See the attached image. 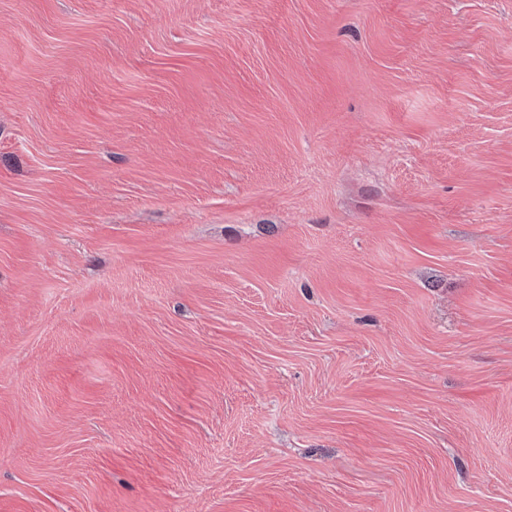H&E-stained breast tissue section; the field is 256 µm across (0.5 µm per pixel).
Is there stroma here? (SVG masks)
Instances as JSON below:
<instances>
[{
	"instance_id": "obj_1",
	"label": "stroma",
	"mask_w": 512,
	"mask_h": 512,
	"mask_svg": "<svg viewBox=\"0 0 512 512\" xmlns=\"http://www.w3.org/2000/svg\"><path fill=\"white\" fill-rule=\"evenodd\" d=\"M0 512H512V0H0Z\"/></svg>"
}]
</instances>
